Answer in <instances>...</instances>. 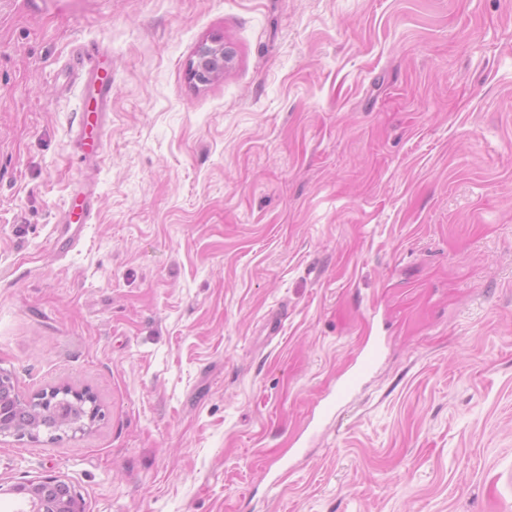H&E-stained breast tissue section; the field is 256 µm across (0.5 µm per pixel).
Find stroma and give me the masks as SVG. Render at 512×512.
Returning a JSON list of instances; mask_svg holds the SVG:
<instances>
[{
	"label": "stroma",
	"instance_id": "stroma-1",
	"mask_svg": "<svg viewBox=\"0 0 512 512\" xmlns=\"http://www.w3.org/2000/svg\"><path fill=\"white\" fill-rule=\"evenodd\" d=\"M1 370L101 416L0 437V512H512V0H0ZM234 52L223 40L214 39L201 43L190 63V72L193 80L200 85H206L219 78L223 72L216 73L225 68L232 59ZM94 83L97 96L94 97L93 102L90 101L84 105L74 139L78 147L93 153L96 157L104 148L105 125L103 115L100 113H103L101 110L108 103V96L112 90L110 73L107 72L102 78L96 72ZM95 204L96 201L91 192H81L77 198L73 196L71 205L63 210L59 219V224L67 225L69 230H73V233L59 247L73 244L78 240L83 227L86 224H90L95 215ZM381 354V343L379 341H366L360 348L353 367L349 373L344 375L336 386V399L327 403L323 407V412L329 415L334 406L348 397L359 385V383L369 375L376 366ZM56 394V399H53V396ZM31 401L34 403H40V408L42 410L46 409V404L48 401H51V403L47 405L49 409L56 404V412L58 418L66 425L70 426V429H65L71 431L72 433L83 431L85 427L94 423L100 416L99 410L97 411V405L94 406L91 404V407L88 409L86 418L83 423H71L70 419L72 413L70 408L74 405L80 407L83 405L84 401H89V399L86 395H84L83 391H76L68 387H54L49 389V391L36 394L31 399L26 400L27 403H30ZM67 484L56 477L30 482L24 487L27 509L22 512H82L81 502ZM67 489V491H66ZM72 497L71 501H68Z\"/></svg>",
	"mask_w": 512,
	"mask_h": 512
}]
</instances>
